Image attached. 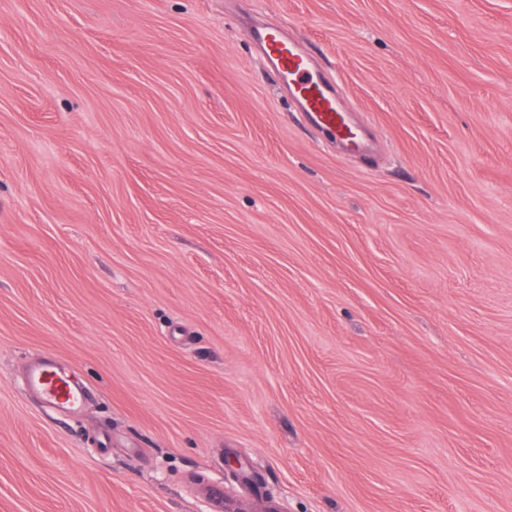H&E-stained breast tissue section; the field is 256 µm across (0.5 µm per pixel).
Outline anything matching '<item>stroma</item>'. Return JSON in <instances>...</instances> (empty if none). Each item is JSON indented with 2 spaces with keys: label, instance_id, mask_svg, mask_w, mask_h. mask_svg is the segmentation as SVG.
<instances>
[{
  "label": "stroma",
  "instance_id": "35a3bbf8",
  "mask_svg": "<svg viewBox=\"0 0 512 512\" xmlns=\"http://www.w3.org/2000/svg\"><path fill=\"white\" fill-rule=\"evenodd\" d=\"M282 23L373 155L305 125ZM90 393L61 415L26 362ZM512 512V0H0V512Z\"/></svg>",
  "mask_w": 512,
  "mask_h": 512
}]
</instances>
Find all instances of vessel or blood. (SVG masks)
<instances>
[{
	"instance_id": "vessel-or-blood-1",
	"label": "vessel or blood",
	"mask_w": 512,
	"mask_h": 512,
	"mask_svg": "<svg viewBox=\"0 0 512 512\" xmlns=\"http://www.w3.org/2000/svg\"><path fill=\"white\" fill-rule=\"evenodd\" d=\"M245 36L287 85L291 97L310 124L328 130L348 149L363 146L364 140L341 109L333 86L313 67L302 49L288 38L279 22L266 21L247 29ZM26 385L44 406L55 412L72 414L84 405V388L73 381L66 364L56 358L47 357L30 365L26 371Z\"/></svg>"
}]
</instances>
